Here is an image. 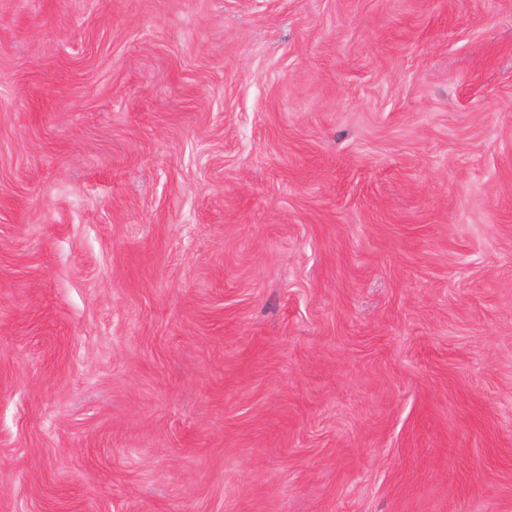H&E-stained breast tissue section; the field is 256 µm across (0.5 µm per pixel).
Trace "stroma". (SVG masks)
<instances>
[{"label":"stroma","instance_id":"35a3bbf8","mask_svg":"<svg viewBox=\"0 0 512 512\" xmlns=\"http://www.w3.org/2000/svg\"><path fill=\"white\" fill-rule=\"evenodd\" d=\"M0 512H512V0H0Z\"/></svg>","mask_w":512,"mask_h":512}]
</instances>
